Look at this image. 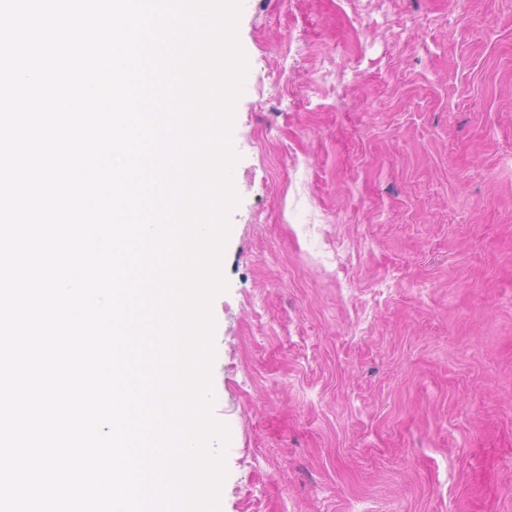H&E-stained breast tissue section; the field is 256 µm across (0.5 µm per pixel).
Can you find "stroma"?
Returning a JSON list of instances; mask_svg holds the SVG:
<instances>
[{"label": "stroma", "instance_id": "obj_1", "mask_svg": "<svg viewBox=\"0 0 512 512\" xmlns=\"http://www.w3.org/2000/svg\"><path fill=\"white\" fill-rule=\"evenodd\" d=\"M246 0L219 512H512V0Z\"/></svg>", "mask_w": 512, "mask_h": 512}]
</instances>
